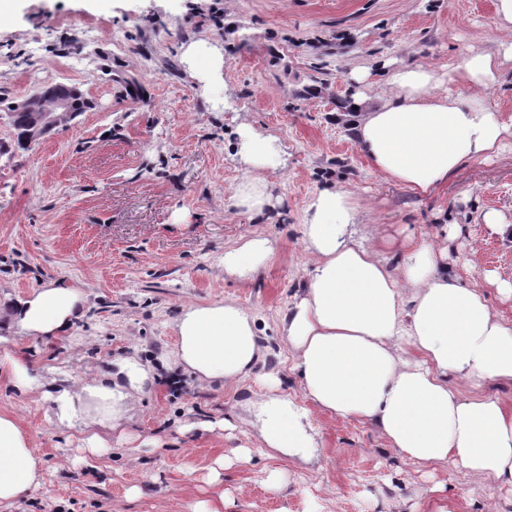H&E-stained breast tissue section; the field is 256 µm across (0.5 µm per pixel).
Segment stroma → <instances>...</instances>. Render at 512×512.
<instances>
[{"mask_svg": "<svg viewBox=\"0 0 512 512\" xmlns=\"http://www.w3.org/2000/svg\"><path fill=\"white\" fill-rule=\"evenodd\" d=\"M223 8L221 19L211 13ZM496 0H15L0 20V96L47 82L78 87L92 107L14 157L0 156V304L49 281L79 287L86 312L71 334L9 337L34 388L0 378V410L34 437L43 481L13 512H193L224 494V512H512V486L403 458L377 429L312 410L318 455H260L245 404L275 380L300 398L278 323L308 281L306 205L336 184L363 210L358 239L427 238L465 263V281L512 283V149L463 163L421 196L375 173L343 111L368 70H451L477 50L512 43ZM222 50L190 73L184 46ZM275 138L266 177L278 202L238 208L240 124ZM501 215L497 234L483 220ZM255 234L278 243L249 282L226 276L225 250ZM232 299L257 319L267 357L240 388L204 385L169 361L173 323L192 303ZM136 356L152 377L125 437L63 427L44 393ZM250 448V463L234 449ZM282 474L271 483L270 471ZM138 497H129L131 488Z\"/></svg>", "mask_w": 512, "mask_h": 512, "instance_id": "1", "label": "stroma"}]
</instances>
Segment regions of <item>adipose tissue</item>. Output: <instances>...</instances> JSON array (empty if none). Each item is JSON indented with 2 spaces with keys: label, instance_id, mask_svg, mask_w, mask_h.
Here are the masks:
<instances>
[{
  "label": "adipose tissue",
  "instance_id": "1",
  "mask_svg": "<svg viewBox=\"0 0 512 512\" xmlns=\"http://www.w3.org/2000/svg\"><path fill=\"white\" fill-rule=\"evenodd\" d=\"M512 62V44L470 55L441 72L400 67L388 96L373 97L368 73H355L358 118L353 135L385 180L427 195L463 162L499 153L512 141L480 98L445 92L448 83L490 88ZM247 175L236 185L237 207L261 215L273 205L267 168L279 162L272 137L238 128ZM362 210L348 190L328 187L304 211L303 242L311 257L308 283L279 325L301 380V399L268 386L251 400L261 449L304 458L316 442L311 409L372 422L404 458L421 466L450 464L480 478L512 484V404L485 394L512 382V318L493 313L480 283H465L433 242L351 238ZM276 240L255 235L225 251V274L247 281L272 259ZM78 287L49 282L6 311L20 337L68 334L84 315ZM175 366L204 384L232 386L264 360L254 315L232 300L184 307L174 322ZM150 372L134 357L116 370L50 397L60 424L82 416L86 445H103L101 430L124 433L128 406ZM42 471L34 440L18 416L0 411V507L18 504Z\"/></svg>",
  "mask_w": 512,
  "mask_h": 512
}]
</instances>
